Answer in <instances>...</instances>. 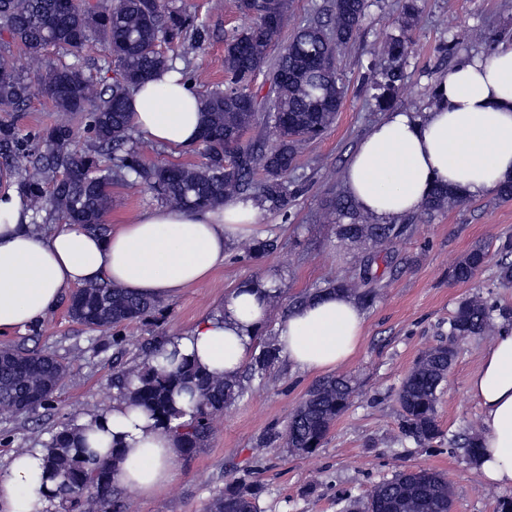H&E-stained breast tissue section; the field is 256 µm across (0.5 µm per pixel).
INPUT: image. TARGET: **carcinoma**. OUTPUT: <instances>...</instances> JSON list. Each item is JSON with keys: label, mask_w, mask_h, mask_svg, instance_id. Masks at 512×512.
Instances as JSON below:
<instances>
[{"label": "carcinoma", "mask_w": 512, "mask_h": 512, "mask_svg": "<svg viewBox=\"0 0 512 512\" xmlns=\"http://www.w3.org/2000/svg\"><path fill=\"white\" fill-rule=\"evenodd\" d=\"M235 9L252 24L235 32L224 50V87L200 92L204 107L205 162L199 167L146 166L135 150L127 147L132 128L126 115L130 89L165 69L169 60L157 50L161 39L179 43L187 33L194 43L204 40L205 26L179 12L165 11L162 0H113L112 6L96 9L84 0H0V33L37 55L54 46L79 56L91 35L102 37L109 48L118 77L105 89L97 88L81 67H54L31 80L18 71L12 56L0 53V112H19L27 100L42 91L57 111L77 115L91 141L88 150H75L77 132L61 120L34 134L23 135L12 123H0V162L24 154L30 170L17 189L34 205L46 204L64 222L104 229V217L112 205L110 187L115 176L157 191L165 202L179 208L218 207L233 196L251 197L253 175L264 180L258 187L261 201L272 209L288 207V173L297 145L323 136L340 111L345 87L340 78L337 49L360 35L368 0H333L327 19H311L280 48L270 68L272 91L263 98L251 89L254 78L268 66L291 0H279L275 16L266 14L265 0H234ZM414 42L405 35L391 36L384 52L391 61L385 72L379 107H391L403 80L402 64ZM264 120L270 124L276 144L243 140L242 133ZM52 184L50 194L44 185ZM463 199L436 186L424 204L437 212ZM328 213L338 222L342 240L363 238L392 243L411 232L409 224H375L360 214L351 200L338 195ZM349 219L343 224L341 220ZM496 279L512 288V235L500 239ZM488 251L474 246L448 271V280L465 283L487 262ZM361 283L333 280L328 287L347 291L371 306L375 299L370 267L360 273ZM156 304L121 288L90 286L70 296L68 312L91 328L117 327L149 316ZM512 326V309L493 298L464 299L448 320V341L425 350L405 377L397 394L401 408L400 434L428 449L464 448L480 459L479 440L457 435L445 437L437 421L441 385L457 355L460 337L485 335L493 326ZM168 340L157 341L142 367L117 374L113 385L122 396L149 410L168 426L177 422L183 451L204 446L210 435L213 412L243 399L255 381L264 382L280 359L276 344L267 343L252 357L247 370L216 378L184 358L168 360ZM65 374L52 355L27 349L0 348V405L18 412H33L50 405ZM354 387L345 377H326L316 382L293 410L288 422L286 447L295 453H311L321 447L338 417L350 406ZM184 398L177 406L176 398ZM46 459L56 493L79 512H118L119 485L114 470L97 463L93 451L69 428L48 442ZM257 493L241 480H231L212 512H258ZM357 512H451L453 493L448 480L426 469H402L378 482L369 495L354 501Z\"/></svg>", "instance_id": "cac0c4a2"}]
</instances>
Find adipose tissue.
<instances>
[{"mask_svg": "<svg viewBox=\"0 0 512 512\" xmlns=\"http://www.w3.org/2000/svg\"><path fill=\"white\" fill-rule=\"evenodd\" d=\"M435 98L422 117L389 113L346 166L348 196L380 223L422 208L436 185L475 198L496 194L512 178V38L461 59L438 81ZM128 110L146 140L174 149L200 141L201 99L175 72L132 90ZM258 216L253 201L233 198L217 208L154 207L104 233L65 223L47 231L14 188L0 190V333L42 320L77 287L105 283L159 303L173 299L223 267L230 246L255 233ZM270 287L266 280L232 290L220 312L171 338L167 351L211 375H236L266 321ZM364 325L354 297L326 290L281 319L276 344L295 368L332 371L358 350ZM467 387L482 409V470L512 488V329L497 332ZM73 430L98 462L116 463L118 483L139 496L173 482L180 443L131 398L84 415ZM48 453L44 446L12 453L0 468V512H56L55 484L44 476Z\"/></svg>", "mask_w": 512, "mask_h": 512, "instance_id": "ef3b65f1", "label": "adipose tissue"}]
</instances>
